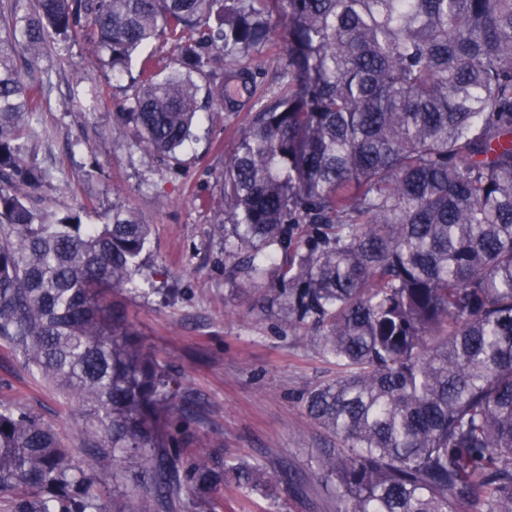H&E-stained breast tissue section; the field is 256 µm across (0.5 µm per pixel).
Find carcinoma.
Listing matches in <instances>:
<instances>
[{
  "label": "carcinoma",
  "instance_id": "carcinoma-1",
  "mask_svg": "<svg viewBox=\"0 0 512 512\" xmlns=\"http://www.w3.org/2000/svg\"><path fill=\"white\" fill-rule=\"evenodd\" d=\"M275 14L280 87L224 158L214 224L231 276L274 285L336 365L301 396L336 438L312 476L336 512H512V0H0V342L77 399L92 458L0 404L8 512H216L229 481L290 488L176 433L195 400L108 298L138 289L151 225L32 203L45 173L25 154L40 55L90 25L114 70L169 47L140 60L112 132L179 164Z\"/></svg>",
  "mask_w": 512,
  "mask_h": 512
}]
</instances>
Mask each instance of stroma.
<instances>
[{"mask_svg":"<svg viewBox=\"0 0 512 512\" xmlns=\"http://www.w3.org/2000/svg\"><path fill=\"white\" fill-rule=\"evenodd\" d=\"M106 58L87 29L59 40L40 60L42 91L29 118L27 158L49 174L39 191L45 206H86L90 224L124 207L151 224L144 273L152 291L118 290L112 298L143 350L176 370L183 389L199 401L183 437L214 462L245 459L269 474L288 469L299 477L274 505L226 485L224 512H336L335 493L311 476L315 449L335 441L300 401L306 387L334 378L336 367L299 343L276 310L261 307L262 290L230 280L224 237L213 224L214 211L224 206V158L254 102L236 112L204 113L179 164L170 165L131 136L113 134L125 95L114 86ZM103 87L110 100L89 111ZM77 137L82 146L70 148ZM0 401L27 406L59 430L77 461H85L77 402L1 350Z\"/></svg>","mask_w":512,"mask_h":512,"instance_id":"35a3bbf8","label":"stroma"}]
</instances>
